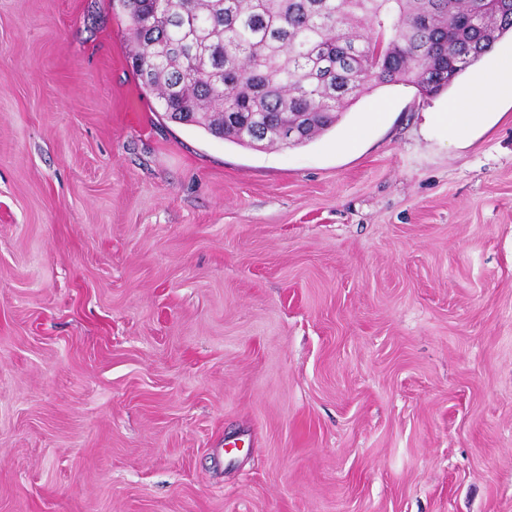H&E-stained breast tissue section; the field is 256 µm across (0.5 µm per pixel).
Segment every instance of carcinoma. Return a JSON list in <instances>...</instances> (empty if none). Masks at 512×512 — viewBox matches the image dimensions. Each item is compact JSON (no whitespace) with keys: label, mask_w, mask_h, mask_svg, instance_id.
<instances>
[{"label":"carcinoma","mask_w":512,"mask_h":512,"mask_svg":"<svg viewBox=\"0 0 512 512\" xmlns=\"http://www.w3.org/2000/svg\"><path fill=\"white\" fill-rule=\"evenodd\" d=\"M136 75L172 121L300 146L375 88L437 94L512 33V0H119Z\"/></svg>","instance_id":"obj_1"}]
</instances>
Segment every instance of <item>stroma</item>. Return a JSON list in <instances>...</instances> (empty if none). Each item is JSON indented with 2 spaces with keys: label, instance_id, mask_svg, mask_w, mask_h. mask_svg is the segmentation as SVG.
<instances>
[{
  "label": "stroma",
  "instance_id": "35a3bbf8",
  "mask_svg": "<svg viewBox=\"0 0 512 512\" xmlns=\"http://www.w3.org/2000/svg\"><path fill=\"white\" fill-rule=\"evenodd\" d=\"M127 23L0 0V512H512V100L255 150Z\"/></svg>",
  "mask_w": 512,
  "mask_h": 512
}]
</instances>
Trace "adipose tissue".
Returning a JSON list of instances; mask_svg holds the SVG:
<instances>
[{"instance_id": "1", "label": "adipose tissue", "mask_w": 512, "mask_h": 512, "mask_svg": "<svg viewBox=\"0 0 512 512\" xmlns=\"http://www.w3.org/2000/svg\"><path fill=\"white\" fill-rule=\"evenodd\" d=\"M505 98H512V49L499 53L491 74L476 79L445 111L433 113L432 124L443 130L475 126L485 110Z\"/></svg>"}]
</instances>
